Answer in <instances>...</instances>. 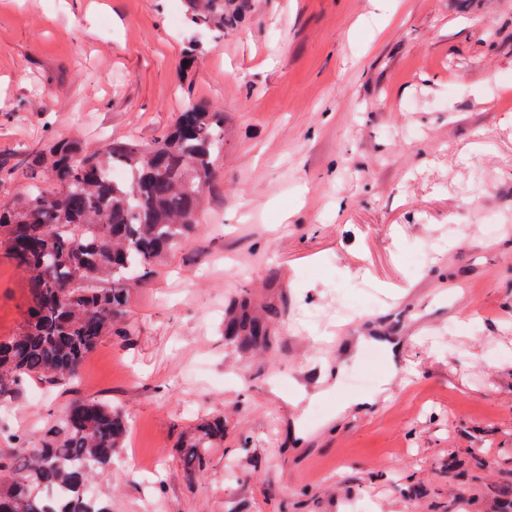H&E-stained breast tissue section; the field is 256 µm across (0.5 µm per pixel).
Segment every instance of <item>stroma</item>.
I'll return each mask as SVG.
<instances>
[{
  "label": "stroma",
  "instance_id": "1",
  "mask_svg": "<svg viewBox=\"0 0 512 512\" xmlns=\"http://www.w3.org/2000/svg\"><path fill=\"white\" fill-rule=\"evenodd\" d=\"M180 9L0 0L1 154L224 113L196 230L71 385L0 399V459L99 400L130 425L91 481L111 512H512V0H252L220 36ZM28 298L0 254V337ZM242 302L267 331L245 347L224 335ZM376 327L405 338L390 397L333 422L392 370L364 343L328 392L326 355ZM213 417L224 445L188 474L178 442Z\"/></svg>",
  "mask_w": 512,
  "mask_h": 512
}]
</instances>
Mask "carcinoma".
Here are the masks:
<instances>
[{"label": "carcinoma", "instance_id": "carcinoma-1", "mask_svg": "<svg viewBox=\"0 0 512 512\" xmlns=\"http://www.w3.org/2000/svg\"><path fill=\"white\" fill-rule=\"evenodd\" d=\"M182 5L190 26L222 33L243 20L250 0ZM223 148L224 113L190 104L148 145L111 141L89 151L49 137L24 156H0V180L25 168L55 185L44 193L33 183L0 202V249L29 275L32 294L23 330L0 339V398L30 380H73L102 337L123 333L128 285L144 282L196 228ZM114 168L125 178L111 177ZM261 334L244 311L224 328L229 339L253 342ZM126 434L124 415L112 405L74 401L41 447L11 465L0 484V512H106L87 484L112 464ZM223 444V420L197 425L181 441L184 468L203 472L209 450Z\"/></svg>", "mask_w": 512, "mask_h": 512}]
</instances>
